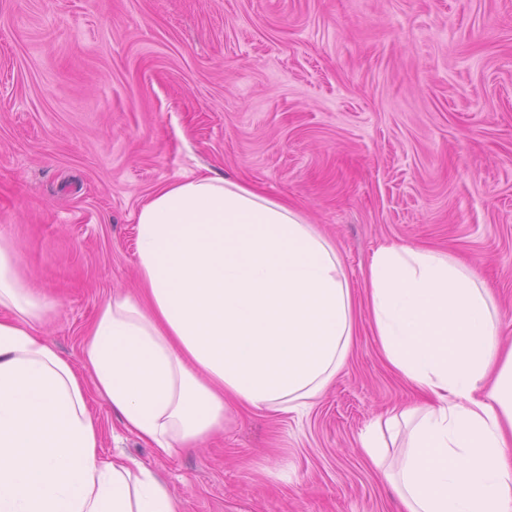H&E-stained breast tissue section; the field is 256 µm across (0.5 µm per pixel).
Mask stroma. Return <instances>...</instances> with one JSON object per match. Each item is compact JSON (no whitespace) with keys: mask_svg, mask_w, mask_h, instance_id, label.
I'll use <instances>...</instances> for the list:
<instances>
[{"mask_svg":"<svg viewBox=\"0 0 512 512\" xmlns=\"http://www.w3.org/2000/svg\"><path fill=\"white\" fill-rule=\"evenodd\" d=\"M199 171L288 197L356 296L405 244L473 262L512 310V0H0V235L73 365L103 299L137 286L140 204ZM411 397L363 309L307 412L233 410L162 458L89 409L102 453L138 457L182 512H400L359 436Z\"/></svg>","mask_w":512,"mask_h":512,"instance_id":"stroma-1","label":"stroma"}]
</instances>
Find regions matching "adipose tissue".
Returning <instances> with one entry per match:
<instances>
[{
  "instance_id": "ef3b65f1",
  "label": "adipose tissue",
  "mask_w": 512,
  "mask_h": 512,
  "mask_svg": "<svg viewBox=\"0 0 512 512\" xmlns=\"http://www.w3.org/2000/svg\"><path fill=\"white\" fill-rule=\"evenodd\" d=\"M135 231L140 290L106 298L79 371L42 338L52 305L0 236V512H181L141 460L100 454L90 395L175 456L222 428L229 404L307 410L349 357L362 303L387 366L423 399L359 438L402 512H512V345L471 263L379 247L358 301L299 208L205 173L160 185ZM401 434L390 459L385 438Z\"/></svg>"
}]
</instances>
